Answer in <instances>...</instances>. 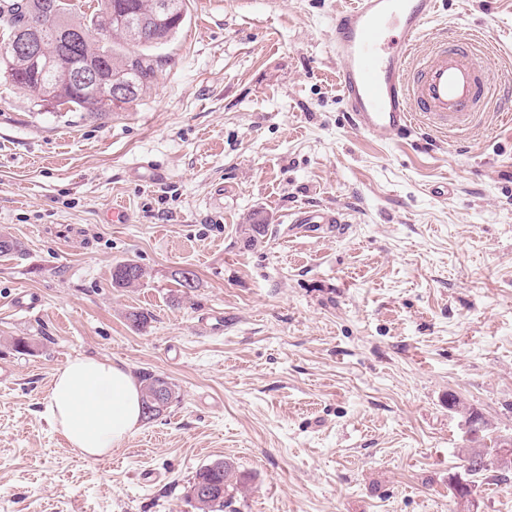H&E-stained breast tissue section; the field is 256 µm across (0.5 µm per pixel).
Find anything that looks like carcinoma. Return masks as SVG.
<instances>
[{"label": "carcinoma", "instance_id": "obj_1", "mask_svg": "<svg viewBox=\"0 0 512 512\" xmlns=\"http://www.w3.org/2000/svg\"><path fill=\"white\" fill-rule=\"evenodd\" d=\"M44 0H0V21L6 25V30L0 36L7 39L28 29L29 19L35 14H43L44 20L38 30L39 39L45 51V57L50 60L49 67L44 71L41 82L55 90L61 91V100L57 108H65L69 112H84L90 116L105 114V110L97 103L69 92L63 80V64L76 65L95 64L104 67V71L114 77L121 76L136 83V92L124 101L129 105L138 100L155 81L159 67L153 51L169 42L180 30L182 24L164 23L156 28L155 40L140 42L133 38L129 29L118 22H112V34L105 36V42L90 38L78 44L77 50L69 46L70 37L77 29H87L94 24V19L100 7H95L86 14L77 11L76 5L59 2L61 11L42 12ZM154 0H112V9L118 13L147 15L153 11ZM265 224H243L240 233L248 247L257 245L266 235ZM146 276L141 265L133 260H122L112 268V287L116 289L135 288L143 283ZM138 381L142 393H147L154 386L166 388L171 400H176V385L163 375L153 371L138 372ZM465 412V420H474L481 436L479 447H464L459 449L466 462L478 457V466L467 467L472 476H478L495 467L502 472L512 470V463L501 462L500 453L505 440L512 441V436L494 433L491 422L483 415L465 405H460ZM249 481L248 475L242 473L235 463L229 460H217L195 471L188 482L185 498L197 512H224V506L229 504L234 493L245 488ZM219 484L217 493L208 498H200L197 488L208 484Z\"/></svg>", "mask_w": 512, "mask_h": 512}]
</instances>
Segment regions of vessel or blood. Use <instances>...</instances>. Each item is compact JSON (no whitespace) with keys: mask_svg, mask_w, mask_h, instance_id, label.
I'll list each match as a JSON object with an SVG mask.
<instances>
[{"mask_svg":"<svg viewBox=\"0 0 512 512\" xmlns=\"http://www.w3.org/2000/svg\"><path fill=\"white\" fill-rule=\"evenodd\" d=\"M440 0H351L329 30L340 97L352 126L386 144L415 128L462 133L487 99L488 63L479 35L429 32ZM430 49L418 54L422 40ZM342 213L302 210L294 229L314 236L343 223Z\"/></svg>","mask_w":512,"mask_h":512,"instance_id":"vessel-or-blood-1","label":"vessel or blood"}]
</instances>
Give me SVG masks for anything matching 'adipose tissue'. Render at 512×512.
Returning <instances> with one entry per match:
<instances>
[{"label": "adipose tissue", "instance_id": "1", "mask_svg": "<svg viewBox=\"0 0 512 512\" xmlns=\"http://www.w3.org/2000/svg\"><path fill=\"white\" fill-rule=\"evenodd\" d=\"M44 412L70 447L88 458L108 457L138 428L139 385L123 366L73 358L55 374Z\"/></svg>", "mask_w": 512, "mask_h": 512}]
</instances>
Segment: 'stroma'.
<instances>
[{
	"instance_id": "35a3bbf8",
	"label": "stroma",
	"mask_w": 512,
	"mask_h": 512,
	"mask_svg": "<svg viewBox=\"0 0 512 512\" xmlns=\"http://www.w3.org/2000/svg\"><path fill=\"white\" fill-rule=\"evenodd\" d=\"M344 3L186 0L155 85L102 117L0 77V233L24 245L0 257V512H194L184 489L220 459L249 477L224 512H454L449 396L512 433V0H442L434 22L483 34L495 92L474 130L388 144L340 100L326 42ZM308 207L347 222L289 233ZM257 218L250 248L238 229ZM127 259L146 277L119 291ZM22 291L39 306L13 311ZM78 356L163 374L179 397L86 459L44 414ZM473 497L512 512V473L476 476ZM145 270L134 260H122L112 268V286L116 289L135 288L143 283Z\"/></svg>"
}]
</instances>
